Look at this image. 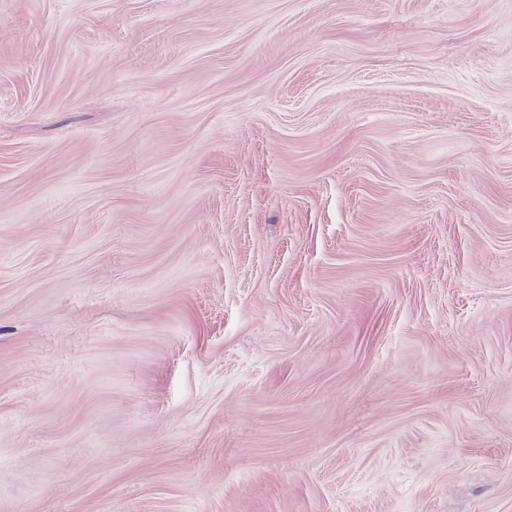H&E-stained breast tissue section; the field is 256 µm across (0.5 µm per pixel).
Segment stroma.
<instances>
[{
  "label": "stroma",
  "mask_w": 512,
  "mask_h": 512,
  "mask_svg": "<svg viewBox=\"0 0 512 512\" xmlns=\"http://www.w3.org/2000/svg\"><path fill=\"white\" fill-rule=\"evenodd\" d=\"M0 512H512V0H0Z\"/></svg>",
  "instance_id": "obj_1"
}]
</instances>
